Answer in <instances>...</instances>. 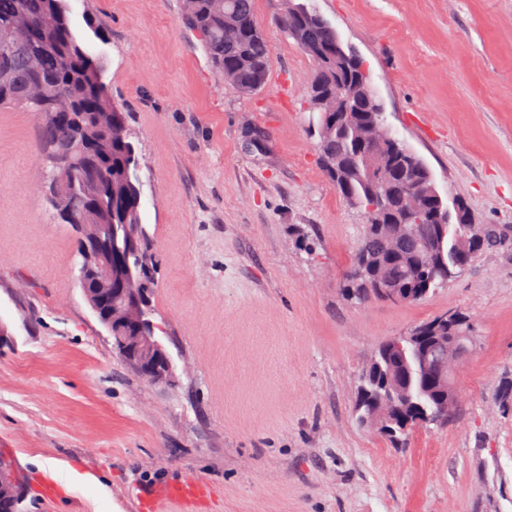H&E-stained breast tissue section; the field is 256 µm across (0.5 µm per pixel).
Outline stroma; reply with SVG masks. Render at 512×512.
Segmentation results:
<instances>
[{"mask_svg":"<svg viewBox=\"0 0 512 512\" xmlns=\"http://www.w3.org/2000/svg\"><path fill=\"white\" fill-rule=\"evenodd\" d=\"M363 58L386 124L442 195L504 247L418 303L348 302L365 222L328 180L306 110L312 63L256 0L272 46L251 95L224 84L182 0H71L95 18L108 97L139 149L141 219L169 383L140 377L79 285L50 214L40 119L0 107V453L34 512H512V0H311ZM467 312L448 422L393 445L354 417L374 349Z\"/></svg>","mask_w":512,"mask_h":512,"instance_id":"1","label":"stroma"}]
</instances>
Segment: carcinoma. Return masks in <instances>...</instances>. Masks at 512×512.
Masks as SVG:
<instances>
[{
  "instance_id": "1",
  "label": "carcinoma",
  "mask_w": 512,
  "mask_h": 512,
  "mask_svg": "<svg viewBox=\"0 0 512 512\" xmlns=\"http://www.w3.org/2000/svg\"><path fill=\"white\" fill-rule=\"evenodd\" d=\"M276 24L309 57L313 70L306 98L312 113L342 109L341 124L323 120L313 125L320 160L338 163L328 178L342 198L362 210L370 191L384 190L391 202L390 217L401 219L410 192L421 194L419 210L397 250L389 249L386 234L366 224L346 272L344 292L360 291L376 299L375 281L384 276L401 292L400 301L419 302L444 286L456 273L448 256L461 237L460 226L443 224L437 233L434 215L446 208L429 186L433 174L426 163L404 170L392 141L380 138L371 151V164L358 156L364 125H384L383 114L366 97L373 89L368 71L336 60V28L327 21L303 18L292 11L293 0H277ZM256 0H183L188 24L199 32L216 73L235 72V89L264 86L272 45L255 14ZM233 21L237 38L224 39V23ZM101 62L75 33L68 0H0V106H22L39 114L45 171L56 190L47 196L59 219L77 229L86 224H127L136 232L139 252L133 260L143 267L133 283L153 294L157 286L158 254L141 223L142 190L139 154L128 131L127 113L112 105L100 80ZM424 336L455 335L460 327L444 326L440 318L420 323ZM385 341L376 360L367 366L357 388L356 413L383 416L390 442L406 439L415 425L448 419L436 391L420 370L411 368L407 387L390 395L395 367L387 358Z\"/></svg>"
}]
</instances>
